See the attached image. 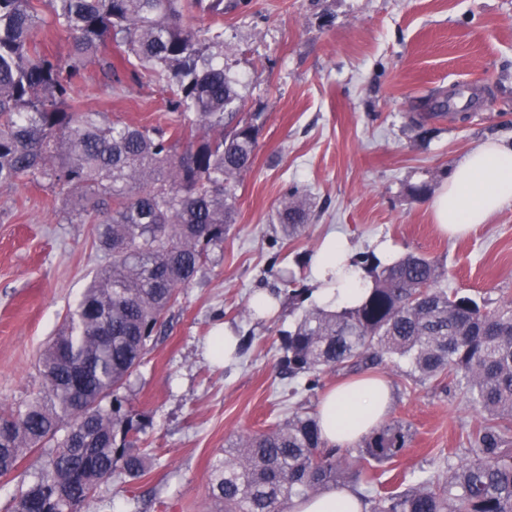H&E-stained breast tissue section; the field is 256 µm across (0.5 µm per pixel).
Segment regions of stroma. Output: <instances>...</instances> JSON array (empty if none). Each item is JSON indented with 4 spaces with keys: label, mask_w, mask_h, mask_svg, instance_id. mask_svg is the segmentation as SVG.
Instances as JSON below:
<instances>
[{
    "label": "stroma",
    "mask_w": 512,
    "mask_h": 512,
    "mask_svg": "<svg viewBox=\"0 0 512 512\" xmlns=\"http://www.w3.org/2000/svg\"><path fill=\"white\" fill-rule=\"evenodd\" d=\"M224 54L241 79L245 111L265 115L251 169L238 191L237 221L153 337L121 394L150 456L136 481L101 486L87 512H210V462L237 438L319 395L280 374L284 332L315 303L285 298L283 278L309 286L311 258L331 231L352 256L387 242L396 257L425 255L445 269L443 287L495 307L512 301V207L467 236L448 239L428 208L453 166L489 140L512 145V0H224ZM476 87L479 100L432 116L424 101ZM108 120L174 122L158 81L108 94L96 64L72 90ZM423 186L426 196L413 188ZM309 198L301 235L283 239L275 212L283 193ZM64 203L36 183L0 187V409L42 388L37 364L95 272L111 262L92 221L68 224ZM281 292L272 317L249 315L259 291ZM249 346L221 365L207 354L216 325ZM376 367L394 400L388 422L408 430L384 466L444 476L482 421L451 386Z\"/></svg>",
    "instance_id": "stroma-1"
}]
</instances>
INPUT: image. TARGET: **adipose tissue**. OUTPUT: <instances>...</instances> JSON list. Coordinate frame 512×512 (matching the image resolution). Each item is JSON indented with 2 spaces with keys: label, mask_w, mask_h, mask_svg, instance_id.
<instances>
[{
  "label": "adipose tissue",
  "mask_w": 512,
  "mask_h": 512,
  "mask_svg": "<svg viewBox=\"0 0 512 512\" xmlns=\"http://www.w3.org/2000/svg\"><path fill=\"white\" fill-rule=\"evenodd\" d=\"M512 207V146L491 141L468 152L452 169L430 201L438 229L458 236ZM311 276L318 283L317 302L326 308L359 302L366 285L350 264L345 240L327 234L312 258ZM391 402L388 382L360 376L343 383L319 403L322 436L328 446L352 448L386 418ZM290 512H366L365 502L348 487L318 497L294 499Z\"/></svg>",
  "instance_id": "obj_1"
}]
</instances>
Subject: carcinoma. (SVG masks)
<instances>
[{"label": "carcinoma", "instance_id": "cac0c4a2", "mask_svg": "<svg viewBox=\"0 0 512 512\" xmlns=\"http://www.w3.org/2000/svg\"><path fill=\"white\" fill-rule=\"evenodd\" d=\"M195 12L210 22L191 23ZM48 22L70 38L64 64L38 50ZM108 41L123 48L117 64L102 53ZM92 61L110 84L164 81L168 110L183 123L102 121L71 97ZM240 86L224 63V0H0V187L80 192L68 221L99 216L96 240L112 252L41 354L40 392L0 411V478L30 454L43 460L12 512H85L104 483L146 473L140 428L118 392L236 221L264 122L243 111ZM308 211L303 195L285 192L282 232L298 235ZM359 262L371 279L366 296L338 311L305 310L284 334L280 374L306 378L312 391L327 369L398 360L411 377L448 380L486 413L465 457H448L444 481L420 473L407 484L366 482L370 512H512V301L487 308L440 287L445 272L422 254ZM407 438L394 422L354 448H329L317 417L298 411L217 455L211 498L217 512H286L297 497L377 471Z\"/></svg>", "mask_w": 512, "mask_h": 512}]
</instances>
